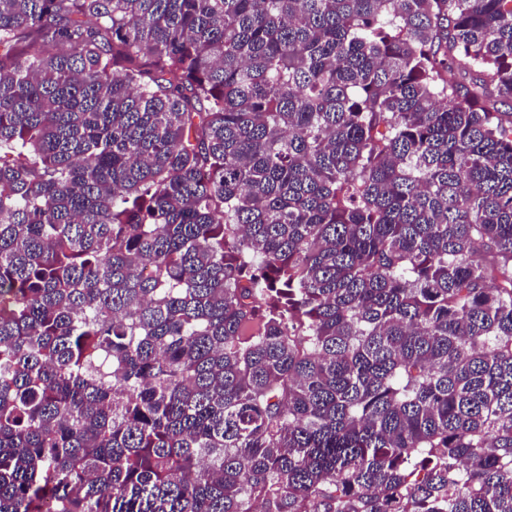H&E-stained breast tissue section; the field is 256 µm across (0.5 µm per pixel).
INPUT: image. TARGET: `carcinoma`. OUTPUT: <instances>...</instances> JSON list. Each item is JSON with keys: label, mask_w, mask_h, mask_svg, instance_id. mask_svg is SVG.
Returning a JSON list of instances; mask_svg holds the SVG:
<instances>
[{"label": "carcinoma", "mask_w": 512, "mask_h": 512, "mask_svg": "<svg viewBox=\"0 0 512 512\" xmlns=\"http://www.w3.org/2000/svg\"><path fill=\"white\" fill-rule=\"evenodd\" d=\"M0 512H512V0H0Z\"/></svg>", "instance_id": "1"}]
</instances>
